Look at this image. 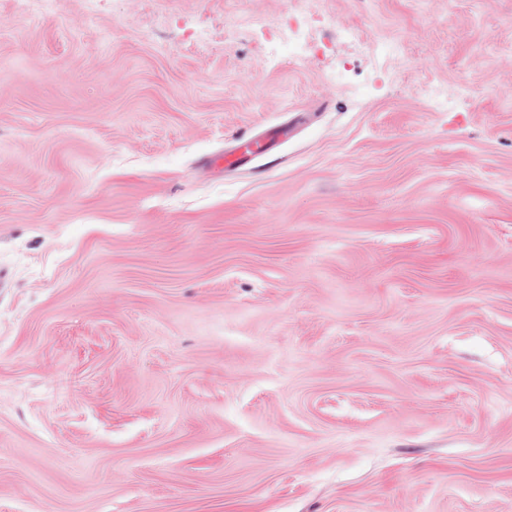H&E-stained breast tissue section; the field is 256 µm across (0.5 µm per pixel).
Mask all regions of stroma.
I'll return each mask as SVG.
<instances>
[{
	"instance_id": "1",
	"label": "stroma",
	"mask_w": 512,
	"mask_h": 512,
	"mask_svg": "<svg viewBox=\"0 0 512 512\" xmlns=\"http://www.w3.org/2000/svg\"><path fill=\"white\" fill-rule=\"evenodd\" d=\"M290 5L0 0V512H512V0ZM319 0H294L285 19L268 35L276 54L307 57L333 52L336 42L356 44L360 36L353 29H336L322 11ZM398 53V46L390 40H381L376 43L372 54H368V75L364 81L355 80L356 69L361 65L362 59L354 57L353 54L345 56L336 66L334 81L336 86L349 94L364 91H374L384 87L392 79V74L386 69L379 67L376 58L387 59ZM288 128H282L267 138L242 137L230 152L215 157L210 163V169L224 170V168L240 167L248 164L254 155L269 150L273 142L284 138Z\"/></svg>"
}]
</instances>
